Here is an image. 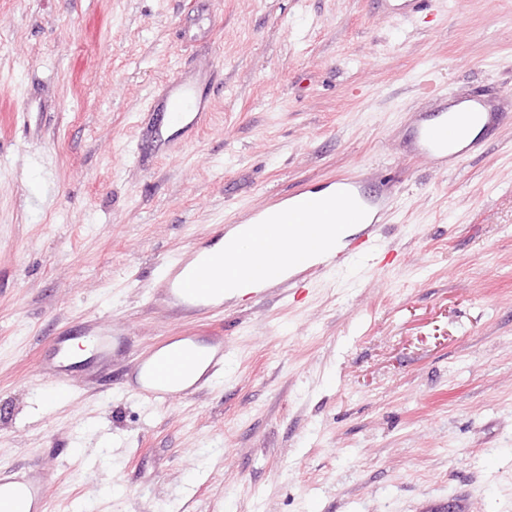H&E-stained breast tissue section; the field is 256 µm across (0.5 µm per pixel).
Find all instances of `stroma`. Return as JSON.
I'll use <instances>...</instances> for the list:
<instances>
[{
	"mask_svg": "<svg viewBox=\"0 0 512 512\" xmlns=\"http://www.w3.org/2000/svg\"><path fill=\"white\" fill-rule=\"evenodd\" d=\"M0 0V468L48 512H512V119L441 168L409 132L512 94V0ZM206 124L139 160L165 81ZM355 173L391 209L303 292L171 315L163 262L279 191ZM124 344L69 386L54 336ZM224 339L205 391L128 392L170 337ZM88 354L89 356L82 362L92 365L106 360L112 350L114 331L103 319H96L87 322ZM69 339L59 336L53 339L51 354L41 368V375L55 383L57 386H65L64 373L70 367L72 354L68 343Z\"/></svg>",
	"mask_w": 512,
	"mask_h": 512,
	"instance_id": "obj_1",
	"label": "stroma"
}]
</instances>
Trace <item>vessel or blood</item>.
Listing matches in <instances>:
<instances>
[{
	"label": "vessel or blood",
	"instance_id": "b4317fda",
	"mask_svg": "<svg viewBox=\"0 0 512 512\" xmlns=\"http://www.w3.org/2000/svg\"><path fill=\"white\" fill-rule=\"evenodd\" d=\"M207 98L200 87L199 75H191L166 84L158 94L153 109L167 114L180 134H189L201 128L208 114ZM487 104L481 99L457 101L455 111L445 113L436 122L417 123L412 130L416 154L435 158L447 153L449 162L475 153L478 141L462 143L463 129L478 117ZM338 191L329 200L301 202L281 211L275 218L261 225L242 227L241 240L253 246L252 256L225 267V256L216 253L198 258L196 251H187L170 262L167 275L159 290L163 300L177 312H207L219 308L215 297L224 289L226 279L258 282L278 287H293L296 278L285 275L278 259L288 250L284 238L287 231H297L303 242L296 252H290L292 264L305 262L309 253L321 245V228L326 224L344 221L359 223L364 211L372 208L383 212L386 198L367 194L357 176L336 178ZM87 364L106 360L112 350L114 333L104 320L87 324ZM72 354L66 337L52 342L51 354L41 368V374L56 385H65V374ZM224 361V340L220 337L203 342L192 335L178 338L176 348L165 352L150 351L138 363L139 379L133 388L136 395L153 402L184 399L202 390L208 384L207 376H193L198 363L217 367ZM47 477L36 470L8 468L0 470V512H48L45 496Z\"/></svg>",
	"mask_w": 512,
	"mask_h": 512
}]
</instances>
